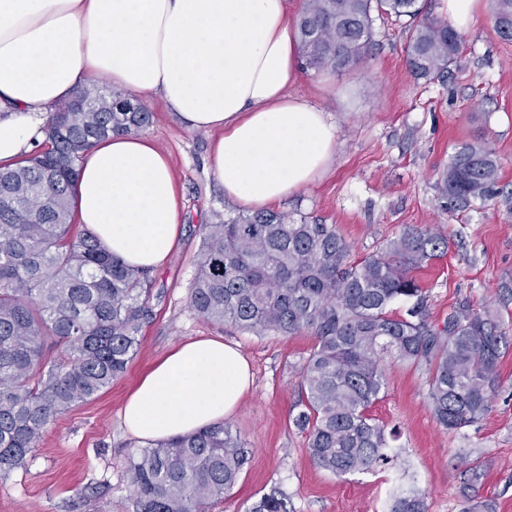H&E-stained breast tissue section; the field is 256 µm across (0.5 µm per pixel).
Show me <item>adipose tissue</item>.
<instances>
[{"mask_svg":"<svg viewBox=\"0 0 512 512\" xmlns=\"http://www.w3.org/2000/svg\"><path fill=\"white\" fill-rule=\"evenodd\" d=\"M297 45L288 0H0V164L43 140L48 107L105 78L209 134L225 194L264 209L314 183L336 147L324 110L290 92ZM73 205L130 266L161 267L177 245L171 163L148 137L97 142ZM251 380L223 338L182 342L128 396L123 425L143 441L193 434L232 414Z\"/></svg>","mask_w":512,"mask_h":512,"instance_id":"1","label":"adipose tissue"}]
</instances>
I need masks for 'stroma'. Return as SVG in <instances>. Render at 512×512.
Wrapping results in <instances>:
<instances>
[{
    "instance_id": "obj_1",
    "label": "stroma",
    "mask_w": 512,
    "mask_h": 512,
    "mask_svg": "<svg viewBox=\"0 0 512 512\" xmlns=\"http://www.w3.org/2000/svg\"><path fill=\"white\" fill-rule=\"evenodd\" d=\"M374 38L358 63L340 72H301L293 95L323 109L338 129L336 152L311 186L274 204L279 213L337 225L351 257L376 253L406 226H431L448 253L417 271L427 308L439 323L469 302L483 311L512 283V42L494 28L491 6L463 31L445 81L414 76L406 63L408 18L374 16ZM144 129L166 153L181 195L177 251L153 271L150 315L125 373L97 399L59 416L24 467L0 478V512H135L126 474L142 446L122 426L121 408L140 378L177 343L220 336L248 358L253 382L227 423L251 458L238 483L211 512H249L271 488L290 512H390L400 490L426 495L427 512H512V347L498 364L501 386L480 423L442 430L427 403L425 368L392 363L370 409L394 461L339 478L318 467L293 418L300 368L315 339L257 335L200 318L189 304L203 228L241 214L207 167L209 137L184 127L159 98ZM487 139L499 164L497 194L464 211L443 206L438 184L466 143Z\"/></svg>"
}]
</instances>
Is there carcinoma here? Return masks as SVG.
Masks as SVG:
<instances>
[{"instance_id": "carcinoma-1", "label": "carcinoma", "mask_w": 512, "mask_h": 512, "mask_svg": "<svg viewBox=\"0 0 512 512\" xmlns=\"http://www.w3.org/2000/svg\"><path fill=\"white\" fill-rule=\"evenodd\" d=\"M418 0H304L298 51L305 68L342 71L372 40V12L407 16L410 71L442 81L462 36L422 14ZM495 29L512 41V0H493ZM88 111L50 114L39 151L0 167V476L25 465L54 419L97 398L122 375L147 319L150 271L111 255L74 224L76 166L114 132L136 134L152 114L123 92L86 87ZM499 180L482 138L463 145L439 184L448 208L488 200ZM448 250L430 227L406 228L385 247L350 262L351 245L334 224H310L257 211L205 225L190 304L207 321L252 333L310 331L315 345L301 367L313 461L338 477L391 460L384 428L368 415L394 360L423 366L428 406L445 430L481 421L500 385L507 344L499 316L460 303L431 321L414 272ZM409 303L406 313L391 306ZM61 358L47 361L51 348ZM232 426L219 422L167 438L128 458L136 512H207L237 484L248 463ZM250 512H290L278 488ZM391 512H426L424 494L397 496Z\"/></svg>"}]
</instances>
